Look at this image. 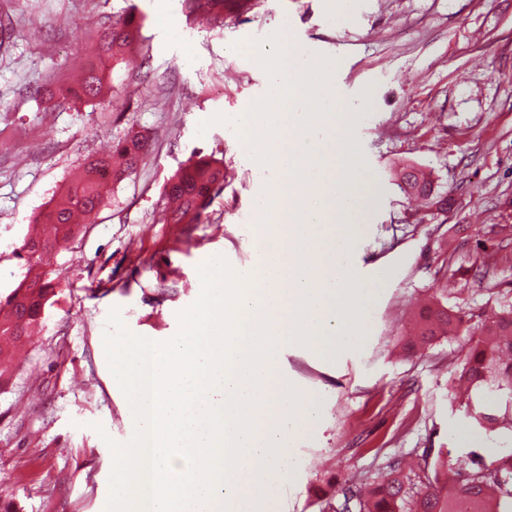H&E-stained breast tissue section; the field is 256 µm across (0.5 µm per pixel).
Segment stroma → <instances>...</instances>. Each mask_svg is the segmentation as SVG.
<instances>
[{
  "instance_id": "obj_1",
  "label": "stroma",
  "mask_w": 512,
  "mask_h": 512,
  "mask_svg": "<svg viewBox=\"0 0 512 512\" xmlns=\"http://www.w3.org/2000/svg\"><path fill=\"white\" fill-rule=\"evenodd\" d=\"M131 11L144 19L142 40L132 63L108 64L111 100L67 97L73 75L98 57L101 23ZM1 14L14 33L0 40V297L26 272L17 253L29 225L86 157L132 132L150 151L93 222L44 260L59 275L44 326L0 376V504L103 512L106 441L126 442L130 424L105 353L110 310L134 335L172 336L200 295L204 259L253 263V200L273 171L260 169L235 128L197 127L270 92L254 50L273 52L279 26L320 55L346 101L368 100L349 127L374 197L352 267L362 279L380 267L387 277L374 282L359 349L282 350L284 376L322 410L291 443L294 469L268 512H320L420 456L469 464L477 446L451 399L467 349L445 338L412 349L405 336L436 294L476 322L512 301V0H351L345 10L339 0H254L218 27L187 20L182 0L166 18L155 0H0ZM199 154L223 160L222 193L203 223H160L168 178ZM400 162L430 172L447 207L401 192ZM481 270L491 287L477 286Z\"/></svg>"
}]
</instances>
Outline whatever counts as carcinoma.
<instances>
[{
    "label": "carcinoma",
    "instance_id": "cac0c4a2",
    "mask_svg": "<svg viewBox=\"0 0 512 512\" xmlns=\"http://www.w3.org/2000/svg\"><path fill=\"white\" fill-rule=\"evenodd\" d=\"M250 0H184L187 18L224 22V8L244 10ZM143 19L128 13L103 25L102 54L114 61L138 43ZM79 99L104 96L103 77L90 67L73 89ZM149 151L148 139L137 132L118 141L106 157L88 161L69 182L60 197L41 213L25 241L24 258L29 267L43 253L56 249L46 237L69 241L77 233V218L88 222L104 202L103 186L120 182L131 174ZM395 178L403 192L425 201L436 199L433 181L424 172L403 166ZM224 186V163L213 156H197L167 181L166 192L174 205L162 210L165 224H201L213 196V185ZM53 280L38 274L25 278L15 288L20 297L0 299V358L21 337L40 323L37 309L54 293ZM418 339L428 343L438 338L465 337L468 351L457 381L468 390L464 407L472 427L484 433L505 424L512 428V304H502L477 326L464 325L458 312L436 301L419 314L415 325ZM326 512H512V450L486 448L474 453L467 469H456L448 458L430 463L419 458L408 471L389 466L383 478L364 494L345 498L341 507L325 505Z\"/></svg>",
    "mask_w": 512,
    "mask_h": 512
}]
</instances>
